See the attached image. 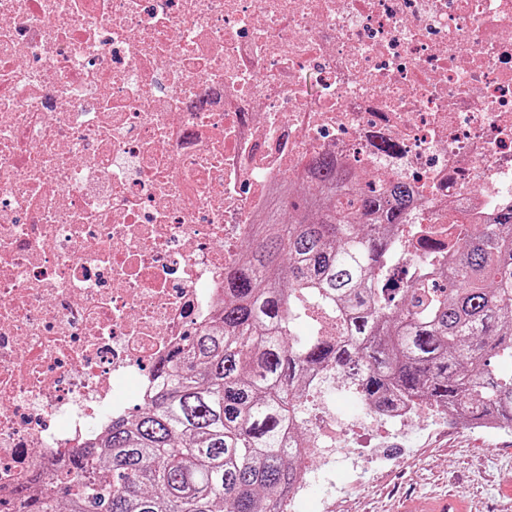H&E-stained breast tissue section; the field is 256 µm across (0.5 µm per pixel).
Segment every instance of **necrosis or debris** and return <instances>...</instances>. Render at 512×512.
I'll use <instances>...</instances> for the list:
<instances>
[{
	"mask_svg": "<svg viewBox=\"0 0 512 512\" xmlns=\"http://www.w3.org/2000/svg\"><path fill=\"white\" fill-rule=\"evenodd\" d=\"M318 153L412 186L397 274L435 232L493 223L512 0H0L1 504L148 399ZM335 430L314 424L289 503Z\"/></svg>",
	"mask_w": 512,
	"mask_h": 512,
	"instance_id": "obj_1",
	"label": "necrosis or debris"
}]
</instances>
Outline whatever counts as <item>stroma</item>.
<instances>
[{"label":"stroma","mask_w":512,"mask_h":512,"mask_svg":"<svg viewBox=\"0 0 512 512\" xmlns=\"http://www.w3.org/2000/svg\"><path fill=\"white\" fill-rule=\"evenodd\" d=\"M329 410L336 418V467L313 483L295 512H317L321 498L335 512H400L413 501L417 512L444 494H463L470 512H512L502 492L512 478V432H494L451 419L422 405L413 422L402 425L378 419L371 428L357 420L359 408L346 390L316 392L308 410L315 417ZM370 437L375 452L364 474L348 469L345 458Z\"/></svg>","instance_id":"obj_1"}]
</instances>
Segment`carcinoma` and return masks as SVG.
Wrapping results in <instances>:
<instances>
[{"label": "carcinoma", "mask_w": 512, "mask_h": 512, "mask_svg": "<svg viewBox=\"0 0 512 512\" xmlns=\"http://www.w3.org/2000/svg\"><path fill=\"white\" fill-rule=\"evenodd\" d=\"M311 184L283 185L292 222L270 217L224 274V308L160 363L153 400L96 446L26 483V512H283L302 478L301 398L319 369L352 381L378 416L430 402L512 430V209L460 234L395 288L389 258L414 223L402 182L357 188L327 154ZM317 318L341 331L302 334ZM505 368L494 373L487 357Z\"/></svg>", "instance_id": "1"}]
</instances>
